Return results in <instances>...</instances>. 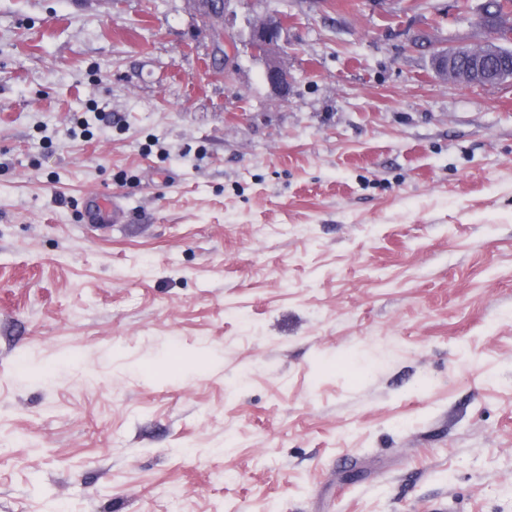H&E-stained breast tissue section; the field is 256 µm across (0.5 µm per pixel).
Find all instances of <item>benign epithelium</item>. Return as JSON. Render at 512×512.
Wrapping results in <instances>:
<instances>
[{
  "label": "benign epithelium",
  "mask_w": 512,
  "mask_h": 512,
  "mask_svg": "<svg viewBox=\"0 0 512 512\" xmlns=\"http://www.w3.org/2000/svg\"><path fill=\"white\" fill-rule=\"evenodd\" d=\"M230 0H221L216 15L211 19L200 17L201 23L219 28L228 33V51L224 57V75L233 73L238 55L237 40L229 33ZM287 20L276 13H270L251 26L246 46L251 55L265 61L264 77L271 90L282 98L288 97L290 78L288 70L272 57V52L280 48ZM433 71L448 80L469 87H486L510 83L512 69H505L498 58L512 54V21L507 25L491 28V37L479 44H459L451 47H429Z\"/></svg>",
  "instance_id": "obj_1"
}]
</instances>
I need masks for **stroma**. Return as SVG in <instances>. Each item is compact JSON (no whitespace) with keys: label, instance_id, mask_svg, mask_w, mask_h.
Returning <instances> with one entry per match:
<instances>
[{"label":"stroma","instance_id":"1","mask_svg":"<svg viewBox=\"0 0 512 512\" xmlns=\"http://www.w3.org/2000/svg\"><path fill=\"white\" fill-rule=\"evenodd\" d=\"M0 0V512H512V84L453 0ZM125 212L87 224V197ZM198 1V7H197V16L200 19L201 23L209 27L210 29L213 28H220L223 32L225 31L228 35L229 41L226 42L224 39V43L221 41H218L216 44V52L221 53L224 55V50L226 44H228V51L227 56L224 57V73L225 75H231L234 70V63L235 59L238 55V49H237V40L234 37L233 34L229 32V12H228V5L230 0H221L219 4V9L216 15L213 16L212 19H207L201 15V11L199 9L200 3L202 0H196ZM287 20L276 13H270L251 26L246 46L251 55L265 61L264 77L271 90L282 98H287L290 90L288 70L272 57V52L280 48ZM428 49L433 71L445 79L469 87L512 84V69H504L497 61L512 54V21L491 27V37L479 44L433 45Z\"/></svg>","mask_w":512,"mask_h":512}]
</instances>
